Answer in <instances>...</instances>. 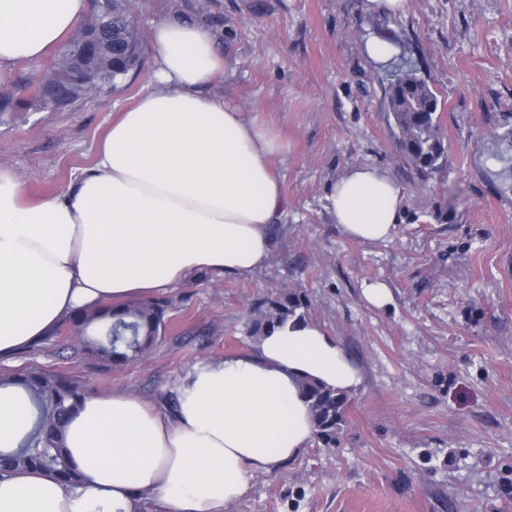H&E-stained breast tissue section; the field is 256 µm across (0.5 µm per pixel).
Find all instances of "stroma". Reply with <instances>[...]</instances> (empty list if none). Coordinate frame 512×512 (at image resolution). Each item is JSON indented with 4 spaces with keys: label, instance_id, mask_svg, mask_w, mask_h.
Listing matches in <instances>:
<instances>
[{
    "label": "stroma",
    "instance_id": "35a3bbf8",
    "mask_svg": "<svg viewBox=\"0 0 512 512\" xmlns=\"http://www.w3.org/2000/svg\"><path fill=\"white\" fill-rule=\"evenodd\" d=\"M141 66L109 95L54 112L0 118V166L30 195L55 194L89 168L114 112L148 84L155 24L204 20L222 39L225 87L285 143L273 164L288 214L252 274L203 273L167 289L166 336L121 368L48 338L0 361L79 376L93 394L164 403L196 364L249 351L251 310L278 288L301 289L307 317L359 373L332 448L311 440L254 477L224 512H512V0H133ZM373 37L396 46L371 60ZM427 78L444 106V167L417 171L385 118L394 75ZM372 165L401 186L394 237L360 243L327 209L349 167ZM388 285L385 305L367 285Z\"/></svg>",
    "mask_w": 512,
    "mask_h": 512
}]
</instances>
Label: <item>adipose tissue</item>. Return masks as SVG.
<instances>
[{
  "mask_svg": "<svg viewBox=\"0 0 512 512\" xmlns=\"http://www.w3.org/2000/svg\"><path fill=\"white\" fill-rule=\"evenodd\" d=\"M88 0H0V75L59 46ZM148 87L117 113L93 166L61 192L31 199L0 167V356L47 336L74 313L152 295L203 270L264 267L269 230L288 201L269 163L284 143L220 89L226 62L202 21L156 24ZM336 224L357 242L389 240L401 187L371 166L330 190ZM347 392L358 375L316 323H288L248 353L194 366L176 408L126 392L88 397L65 444L84 473L70 487L44 471L0 479V512H223L251 479L297 456L315 428L300 384ZM28 399L0 390V449L27 428Z\"/></svg>",
  "mask_w": 512,
  "mask_h": 512,
  "instance_id": "1",
  "label": "adipose tissue"
}]
</instances>
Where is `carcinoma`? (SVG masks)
<instances>
[{
    "label": "carcinoma",
    "instance_id": "carcinoma-1",
    "mask_svg": "<svg viewBox=\"0 0 512 512\" xmlns=\"http://www.w3.org/2000/svg\"><path fill=\"white\" fill-rule=\"evenodd\" d=\"M97 13L99 33L92 55L85 53L88 34L78 27L55 53L49 69L55 87L74 92L75 100L93 93L111 91L116 83L140 64L139 32L131 19V0H104ZM29 95L17 99L0 93V113L24 109H54V100L44 87L26 82ZM387 94V123L397 146L422 173L443 168L448 144L440 126L441 103L428 79L406 70L392 82ZM172 303L166 297L130 300L120 306L81 311L58 327L78 340L87 357L121 367L145 358L164 339ZM302 291L280 288L271 292L253 310L250 337L258 340L290 320L306 318ZM19 387L29 400V426L17 447L0 451V478L25 470L46 471L64 484L77 485L82 476L72 467L63 445L65 426L73 410L91 394L77 378L25 367L0 374V388ZM318 440L327 448L336 446L346 424L348 395L305 380L300 385Z\"/></svg>",
    "mask_w": 512,
    "mask_h": 512
}]
</instances>
